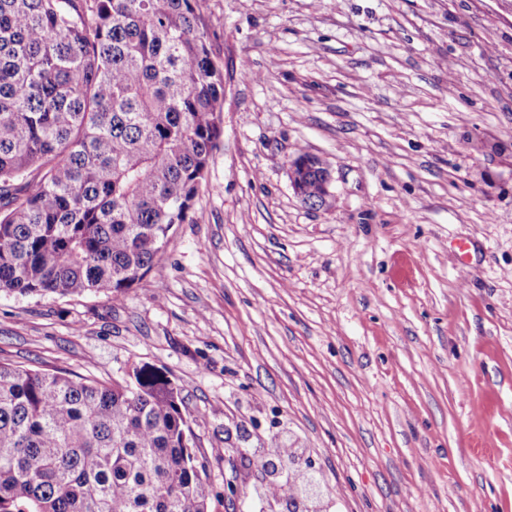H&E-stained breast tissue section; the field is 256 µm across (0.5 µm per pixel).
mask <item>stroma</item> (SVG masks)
<instances>
[{
    "label": "stroma",
    "mask_w": 512,
    "mask_h": 512,
    "mask_svg": "<svg viewBox=\"0 0 512 512\" xmlns=\"http://www.w3.org/2000/svg\"><path fill=\"white\" fill-rule=\"evenodd\" d=\"M223 135L124 295L0 292V361L164 373L209 512H512V0H206ZM332 172L322 206L289 159ZM242 493L229 495L228 485ZM288 166L291 186L295 194L304 204L310 207L322 206L326 197L331 193L332 175L329 168L324 166L321 162L319 164L312 162L311 155L298 156L289 161ZM308 173H311L316 180L308 179L303 183ZM316 181L319 184L320 191L315 196V193L319 189ZM302 184L304 195L315 197L308 199L304 196L302 193ZM275 453L279 458L288 461V473L290 477V482L288 483V497L293 501L296 509L297 497L301 495L302 487L306 482L307 472L301 467L299 462L300 457L294 450H289V448L288 450H280L277 448Z\"/></svg>",
    "instance_id": "35a3bbf8"
}]
</instances>
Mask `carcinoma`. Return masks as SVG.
<instances>
[{
    "instance_id": "cac0c4a2",
    "label": "carcinoma",
    "mask_w": 512,
    "mask_h": 512,
    "mask_svg": "<svg viewBox=\"0 0 512 512\" xmlns=\"http://www.w3.org/2000/svg\"><path fill=\"white\" fill-rule=\"evenodd\" d=\"M204 2L0 0V292L123 295L198 222L224 102ZM181 406L145 367L0 361V512H208Z\"/></svg>"
}]
</instances>
